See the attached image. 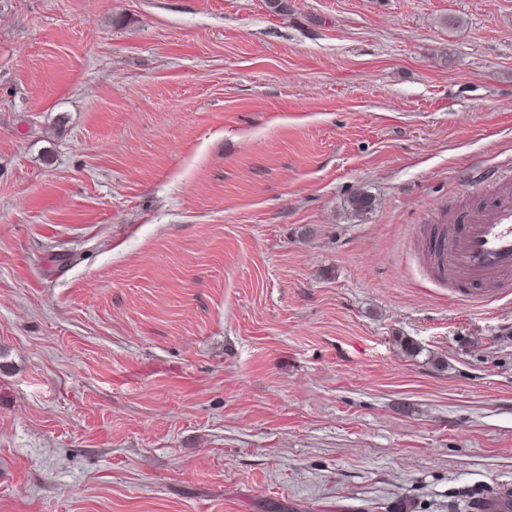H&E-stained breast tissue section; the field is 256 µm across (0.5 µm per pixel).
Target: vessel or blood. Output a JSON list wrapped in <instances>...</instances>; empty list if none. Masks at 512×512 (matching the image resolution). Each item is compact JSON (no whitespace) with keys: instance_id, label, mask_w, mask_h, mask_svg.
Masks as SVG:
<instances>
[{"instance_id":"b4317fda","label":"vessel or blood","mask_w":512,"mask_h":512,"mask_svg":"<svg viewBox=\"0 0 512 512\" xmlns=\"http://www.w3.org/2000/svg\"><path fill=\"white\" fill-rule=\"evenodd\" d=\"M435 271L448 282L488 288L512 278V192L467 213L459 233L437 246Z\"/></svg>"}]
</instances>
